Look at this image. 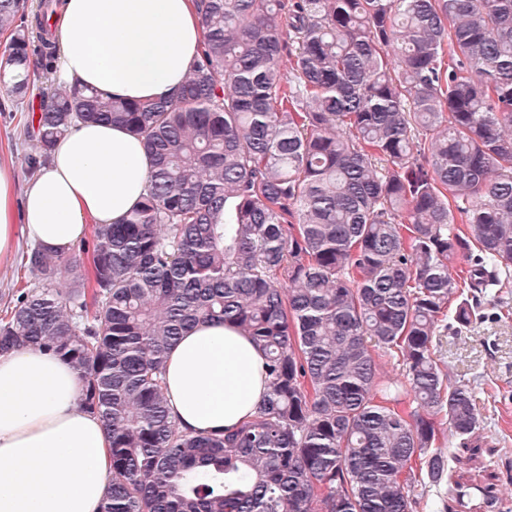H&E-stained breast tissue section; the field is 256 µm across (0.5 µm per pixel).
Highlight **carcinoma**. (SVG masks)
Segmentation results:
<instances>
[{
    "mask_svg": "<svg viewBox=\"0 0 512 512\" xmlns=\"http://www.w3.org/2000/svg\"><path fill=\"white\" fill-rule=\"evenodd\" d=\"M195 2L204 37L174 95L59 86L27 125L31 169L79 121L123 127L150 184L93 227L90 265L26 252L0 351L78 371L112 441L99 512H414L416 473L448 471L441 425L459 448L483 430L441 333L512 286V0ZM52 6L24 23V0H0L17 97L34 40L56 53ZM203 320L266 357L256 415L222 435L176 423L162 386Z\"/></svg>",
    "mask_w": 512,
    "mask_h": 512,
    "instance_id": "obj_1",
    "label": "carcinoma"
}]
</instances>
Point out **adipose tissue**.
Returning <instances> with one entry per match:
<instances>
[{
  "label": "adipose tissue",
  "mask_w": 512,
  "mask_h": 512,
  "mask_svg": "<svg viewBox=\"0 0 512 512\" xmlns=\"http://www.w3.org/2000/svg\"><path fill=\"white\" fill-rule=\"evenodd\" d=\"M57 70L116 99H151L184 80L203 40L195 0H60ZM141 140L99 123L72 127L26 186L0 162V262L20 240L68 254L89 225L117 223L146 190ZM164 382L180 426L222 434L251 419L266 392L262 351L204 321L170 350ZM82 381L52 352H0V512H97L111 440L81 408Z\"/></svg>",
  "instance_id": "adipose-tissue-1"
}]
</instances>
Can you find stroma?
Here are the masks:
<instances>
[{
  "mask_svg": "<svg viewBox=\"0 0 512 512\" xmlns=\"http://www.w3.org/2000/svg\"><path fill=\"white\" fill-rule=\"evenodd\" d=\"M49 84L36 73L25 98L0 94V160L13 163L19 182L30 172L24 157L31 150L26 134L27 114ZM443 353L450 372L468 381L478 398L496 388L498 401L483 438L477 463L484 466L493 505L489 512H512V317L476 323L461 334L445 333ZM471 462L450 463L444 484L433 488L418 482L411 489L417 512H469L477 490L470 486Z\"/></svg>",
  "mask_w": 512,
  "mask_h": 512,
  "instance_id": "stroma-1",
  "label": "stroma"
}]
</instances>
